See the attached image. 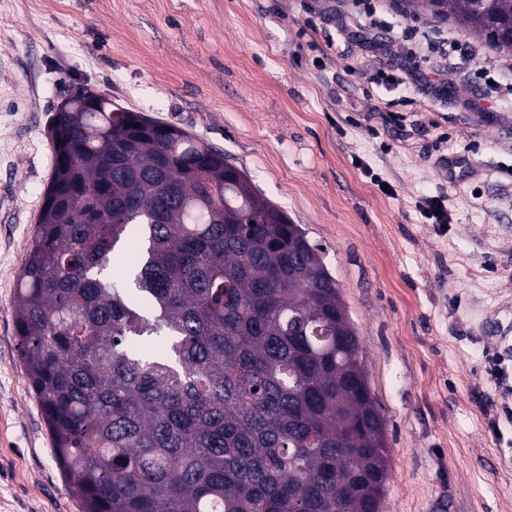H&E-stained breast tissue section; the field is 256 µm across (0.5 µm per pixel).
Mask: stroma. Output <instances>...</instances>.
Masks as SVG:
<instances>
[{"mask_svg": "<svg viewBox=\"0 0 512 512\" xmlns=\"http://www.w3.org/2000/svg\"><path fill=\"white\" fill-rule=\"evenodd\" d=\"M355 0H0V512H83L15 328L53 162L80 87L223 150L323 251L385 422V512H512V56L472 58L441 99L405 28L348 43ZM444 199L448 221L422 215ZM500 358L502 379L488 371Z\"/></svg>", "mask_w": 512, "mask_h": 512, "instance_id": "35a3bbf8", "label": "stroma"}]
</instances>
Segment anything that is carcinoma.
Returning a JSON list of instances; mask_svg holds the SVG:
<instances>
[{"label": "carcinoma", "instance_id": "cac0c4a2", "mask_svg": "<svg viewBox=\"0 0 512 512\" xmlns=\"http://www.w3.org/2000/svg\"><path fill=\"white\" fill-rule=\"evenodd\" d=\"M512 55V0H406ZM57 112L16 335L84 512H382L384 423L321 251L224 152Z\"/></svg>", "mask_w": 512, "mask_h": 512}]
</instances>
